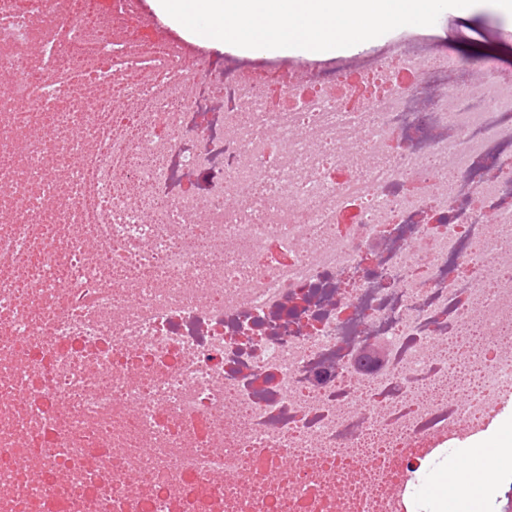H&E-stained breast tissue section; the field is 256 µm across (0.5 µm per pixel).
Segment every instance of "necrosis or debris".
Returning <instances> with one entry per match:
<instances>
[{"mask_svg": "<svg viewBox=\"0 0 512 512\" xmlns=\"http://www.w3.org/2000/svg\"><path fill=\"white\" fill-rule=\"evenodd\" d=\"M69 2L0 0V512H408L512 393L498 55L227 69Z\"/></svg>", "mask_w": 512, "mask_h": 512, "instance_id": "1", "label": "necrosis or debris"}]
</instances>
